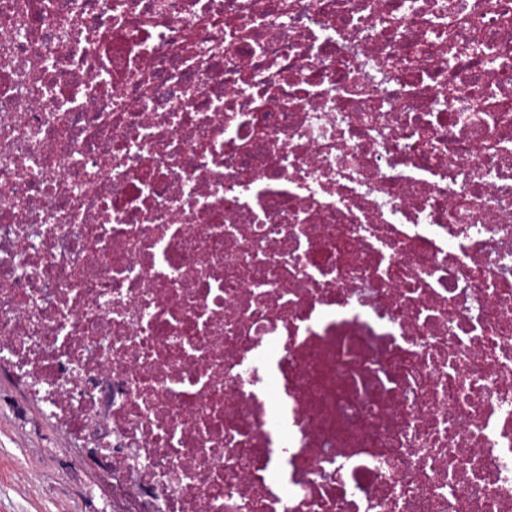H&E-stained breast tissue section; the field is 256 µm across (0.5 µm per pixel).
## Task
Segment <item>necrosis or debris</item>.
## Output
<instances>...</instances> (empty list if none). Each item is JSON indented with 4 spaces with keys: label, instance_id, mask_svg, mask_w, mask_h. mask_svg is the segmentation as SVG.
Instances as JSON below:
<instances>
[{
    "label": "necrosis or debris",
    "instance_id": "necrosis-or-debris-1",
    "mask_svg": "<svg viewBox=\"0 0 512 512\" xmlns=\"http://www.w3.org/2000/svg\"><path fill=\"white\" fill-rule=\"evenodd\" d=\"M0 366L112 512H512V0H0Z\"/></svg>",
    "mask_w": 512,
    "mask_h": 512
}]
</instances>
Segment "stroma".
<instances>
[{"label":"stroma","instance_id":"stroma-1","mask_svg":"<svg viewBox=\"0 0 512 512\" xmlns=\"http://www.w3.org/2000/svg\"><path fill=\"white\" fill-rule=\"evenodd\" d=\"M95 460L0 373V512H112Z\"/></svg>","mask_w":512,"mask_h":512}]
</instances>
